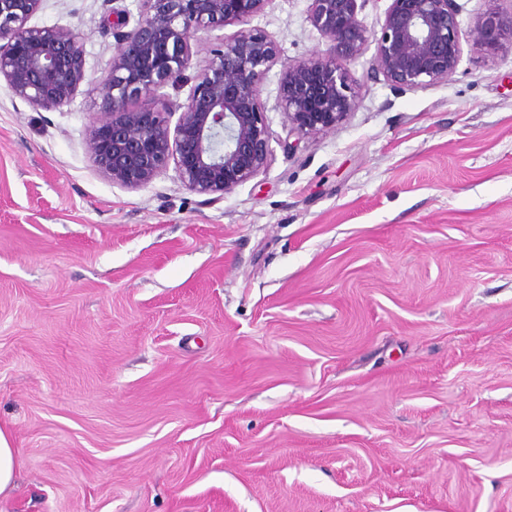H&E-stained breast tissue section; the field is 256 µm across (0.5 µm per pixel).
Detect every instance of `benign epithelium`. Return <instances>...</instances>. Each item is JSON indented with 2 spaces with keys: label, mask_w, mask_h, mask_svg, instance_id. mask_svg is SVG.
I'll return each instance as SVG.
<instances>
[{
  "label": "benign epithelium",
  "mask_w": 512,
  "mask_h": 512,
  "mask_svg": "<svg viewBox=\"0 0 512 512\" xmlns=\"http://www.w3.org/2000/svg\"><path fill=\"white\" fill-rule=\"evenodd\" d=\"M135 27L120 35L97 81L98 117L85 133L95 165L112 183L135 188L174 165L180 182L211 202L264 172L270 156L262 85L279 60L264 30L221 37L207 64L189 76L199 31L246 24L271 0H138ZM365 0H310L307 19L326 40L324 53L283 65L275 108L296 136L288 150L336 127L354 108L348 65L374 44L371 72L395 92L444 83L461 56L456 0H388L380 32L360 17ZM41 0H0V78L13 95L52 111L88 81L81 34L29 20ZM476 46L495 51L512 39V10L492 11L474 28ZM189 88L185 99L178 95ZM169 88L175 127L152 104ZM133 102L140 103L136 109Z\"/></svg>",
  "instance_id": "1"
}]
</instances>
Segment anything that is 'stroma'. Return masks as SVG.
<instances>
[{"mask_svg":"<svg viewBox=\"0 0 512 512\" xmlns=\"http://www.w3.org/2000/svg\"><path fill=\"white\" fill-rule=\"evenodd\" d=\"M448 82L351 62L355 106L289 153L280 65L321 53L271 0L266 170L207 204L112 184L84 133L137 0H42L91 83L54 111L0 81V512H512V0H458ZM476 46L494 52L505 38L512 42V8L508 12L492 11L478 20L474 28ZM20 458L9 436L0 430V495L12 485Z\"/></svg>","mask_w":512,"mask_h":512,"instance_id":"1","label":"stroma"}]
</instances>
